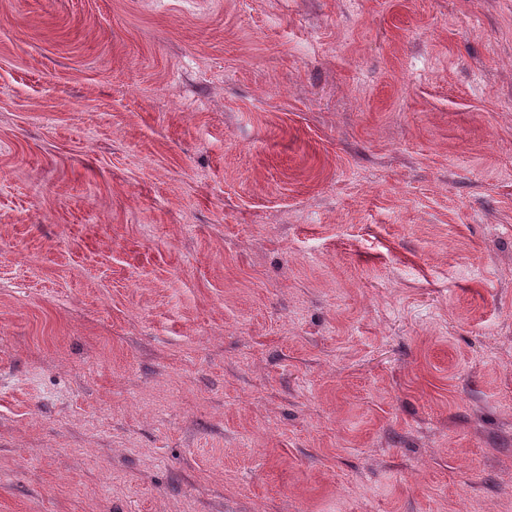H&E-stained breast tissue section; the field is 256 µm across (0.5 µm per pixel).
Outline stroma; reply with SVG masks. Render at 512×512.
I'll use <instances>...</instances> for the list:
<instances>
[{
  "instance_id": "35a3bbf8",
  "label": "stroma",
  "mask_w": 512,
  "mask_h": 512,
  "mask_svg": "<svg viewBox=\"0 0 512 512\" xmlns=\"http://www.w3.org/2000/svg\"><path fill=\"white\" fill-rule=\"evenodd\" d=\"M0 512H512V0H0Z\"/></svg>"
}]
</instances>
